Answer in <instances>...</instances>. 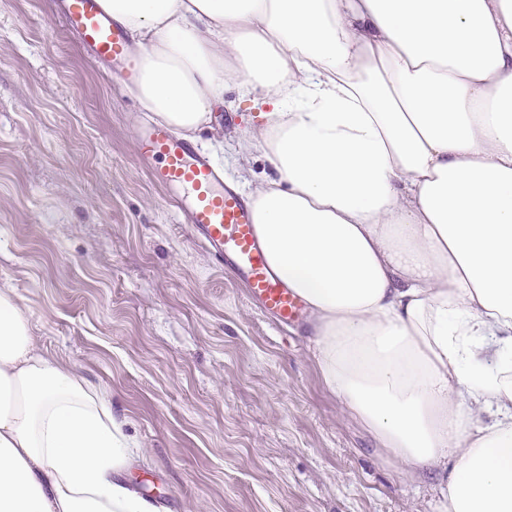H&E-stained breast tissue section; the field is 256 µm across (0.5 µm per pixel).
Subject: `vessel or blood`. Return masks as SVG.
<instances>
[{"label": "vessel or blood", "instance_id": "b4317fda", "mask_svg": "<svg viewBox=\"0 0 512 512\" xmlns=\"http://www.w3.org/2000/svg\"><path fill=\"white\" fill-rule=\"evenodd\" d=\"M62 15L67 31L110 75L131 79L126 33L105 0H64ZM137 141L138 156L150 163L152 179L181 196L183 221L195 243L217 266L227 268L265 312L284 323L298 319L305 304L273 274L248 199L225 180L223 169L163 124L138 122Z\"/></svg>", "mask_w": 512, "mask_h": 512}]
</instances>
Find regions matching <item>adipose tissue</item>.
Wrapping results in <instances>:
<instances>
[{
	"instance_id": "ef3b65f1",
	"label": "adipose tissue",
	"mask_w": 512,
	"mask_h": 512,
	"mask_svg": "<svg viewBox=\"0 0 512 512\" xmlns=\"http://www.w3.org/2000/svg\"><path fill=\"white\" fill-rule=\"evenodd\" d=\"M106 2L162 124L257 108L254 222L345 412L446 512H512V0ZM130 457L0 292V512H157Z\"/></svg>"
}]
</instances>
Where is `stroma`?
Returning <instances> with one entry per match:
<instances>
[{
  "mask_svg": "<svg viewBox=\"0 0 512 512\" xmlns=\"http://www.w3.org/2000/svg\"><path fill=\"white\" fill-rule=\"evenodd\" d=\"M130 86L58 0H0V290L39 350L112 401L160 512H439L325 384L303 334L262 312L139 168ZM224 90L195 140L242 193L270 176Z\"/></svg>",
  "mask_w": 512,
  "mask_h": 512,
  "instance_id": "35a3bbf8",
  "label": "stroma"
}]
</instances>
